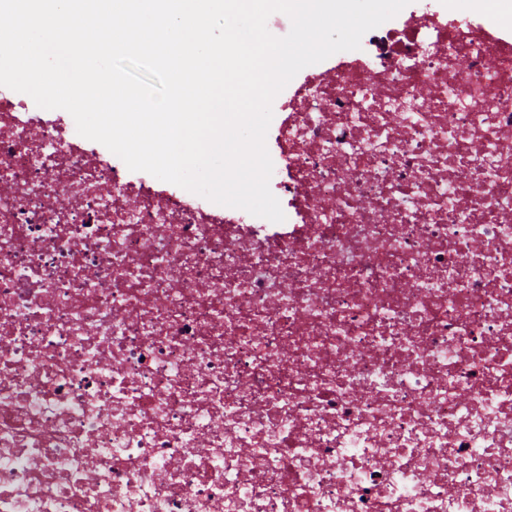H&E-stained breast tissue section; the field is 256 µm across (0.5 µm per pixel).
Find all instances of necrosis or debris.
I'll return each instance as SVG.
<instances>
[{
    "label": "necrosis or debris",
    "mask_w": 512,
    "mask_h": 512,
    "mask_svg": "<svg viewBox=\"0 0 512 512\" xmlns=\"http://www.w3.org/2000/svg\"><path fill=\"white\" fill-rule=\"evenodd\" d=\"M474 2L278 94L281 223L0 88V512H512V26Z\"/></svg>",
    "instance_id": "necrosis-or-debris-1"
}]
</instances>
